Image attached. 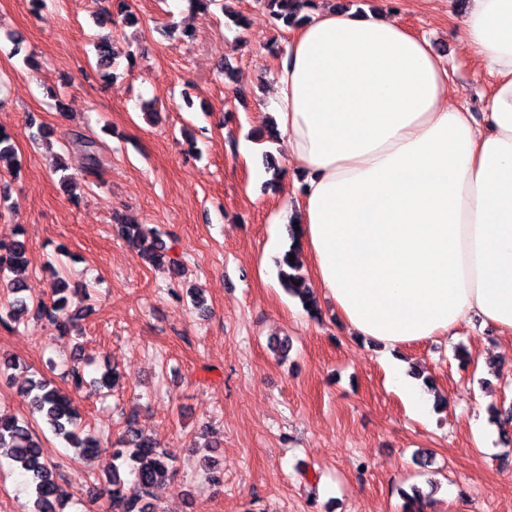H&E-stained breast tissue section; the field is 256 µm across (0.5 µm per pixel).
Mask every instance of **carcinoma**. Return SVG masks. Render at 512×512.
I'll list each match as a JSON object with an SVG mask.
<instances>
[{
  "mask_svg": "<svg viewBox=\"0 0 512 512\" xmlns=\"http://www.w3.org/2000/svg\"><path fill=\"white\" fill-rule=\"evenodd\" d=\"M270 11L274 22L294 28L307 19L302 11L316 0H262ZM84 156L83 175L99 177L103 162L95 139L78 133L73 139ZM117 232L129 249L142 261L160 266L168 263L177 266V260L169 256L170 247L162 233L135 221L117 225ZM15 237L0 240V271L20 272L28 263L26 242ZM292 243L278 260V277L289 294L297 297L301 304H310L307 309L313 317L321 312L316 294L306 286L302 273L303 264L299 253V239L291 234ZM295 259H290V256ZM68 284L56 279L51 289L50 302H34L23 295V283L13 279L0 290V322L18 323L22 317L35 311L45 318L61 336L70 335L82 314L67 310L65 292ZM28 400L30 413L46 424L54 435L62 438L80 457H89L99 452V441L90 434H82L80 414L75 399L66 391L41 378L31 380L21 388ZM0 456L10 459L27 476L33 496L31 512H63V506L71 497L64 488L65 479L59 466L46 461L42 445L26 418L0 414ZM175 454L161 448L144 436L133 421L126 422L122 438L112 448V470L101 480L104 503L102 512H160L156 503L155 488L164 484L173 472ZM404 500L403 512H424L428 507L425 496L417 488L409 494L401 492Z\"/></svg>",
  "mask_w": 512,
  "mask_h": 512,
  "instance_id": "1",
  "label": "carcinoma"
}]
</instances>
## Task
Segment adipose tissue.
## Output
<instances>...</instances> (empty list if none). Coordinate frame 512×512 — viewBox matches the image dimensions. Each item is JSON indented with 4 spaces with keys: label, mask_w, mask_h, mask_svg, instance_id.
<instances>
[{
    "label": "adipose tissue",
    "mask_w": 512,
    "mask_h": 512,
    "mask_svg": "<svg viewBox=\"0 0 512 512\" xmlns=\"http://www.w3.org/2000/svg\"><path fill=\"white\" fill-rule=\"evenodd\" d=\"M308 14L265 109L304 174L276 220L295 224L316 285L387 350L475 316L512 335V0H470L457 25L493 79L480 122L450 104L447 63L399 9ZM386 382L427 418L435 397L401 359Z\"/></svg>",
    "instance_id": "1"
}]
</instances>
